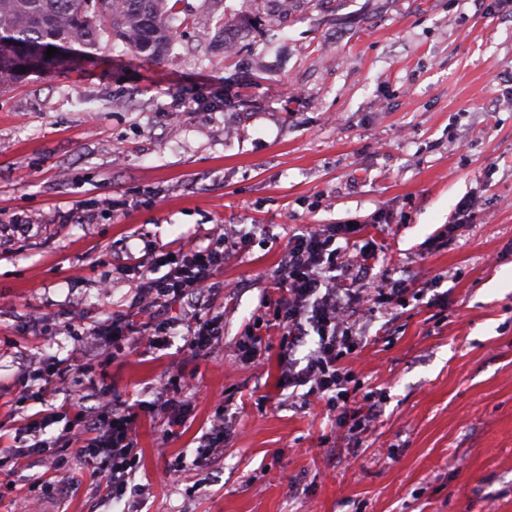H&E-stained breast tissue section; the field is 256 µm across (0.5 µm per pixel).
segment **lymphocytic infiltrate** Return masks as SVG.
I'll return each mask as SVG.
<instances>
[{
    "instance_id": "lymphocytic-infiltrate-1",
    "label": "lymphocytic infiltrate",
    "mask_w": 512,
    "mask_h": 512,
    "mask_svg": "<svg viewBox=\"0 0 512 512\" xmlns=\"http://www.w3.org/2000/svg\"><path fill=\"white\" fill-rule=\"evenodd\" d=\"M353 232L347 224H318L293 235L269 288L279 295L274 325L287 336L289 348H297L306 336L319 338L305 366H298L293 357L283 358V381L306 387L305 404H326L336 410L339 426L361 434L378 417L381 402L369 393L364 405H356L354 376L344 359L361 341L358 321L363 306L375 299L389 303L401 295L402 284L386 274L383 288L371 285L378 253L351 242ZM214 235V248L172 251L158 246L155 264L136 272L135 288L158 305L189 297L195 305H205L214 293L213 277L229 253L223 229ZM94 398L96 407L81 410L80 423L63 429L58 440L92 458L107 459L105 487L120 491L132 478L128 458L137 445L138 414L104 391H96Z\"/></svg>"
}]
</instances>
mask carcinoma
<instances>
[{
  "label": "carcinoma",
  "mask_w": 512,
  "mask_h": 512,
  "mask_svg": "<svg viewBox=\"0 0 512 512\" xmlns=\"http://www.w3.org/2000/svg\"><path fill=\"white\" fill-rule=\"evenodd\" d=\"M175 7L170 0H0V37L94 50L107 30L136 55L159 61L169 57Z\"/></svg>",
  "instance_id": "obj_1"
}]
</instances>
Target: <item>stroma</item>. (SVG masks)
<instances>
[{"label":"stroma","mask_w":512,"mask_h":512,"mask_svg":"<svg viewBox=\"0 0 512 512\" xmlns=\"http://www.w3.org/2000/svg\"><path fill=\"white\" fill-rule=\"evenodd\" d=\"M293 2L284 19L273 0H180L171 59L106 33L0 89V444L60 435L107 382L139 414L149 488L104 494L103 470L48 448L0 463V512H512V0ZM465 196L476 217L449 232ZM219 223L246 246L201 312L209 353L177 302L159 344L91 335L148 306L120 260L207 247ZM350 223L408 284L346 358L356 397H384L354 437L281 387L267 290L289 237ZM63 362L74 390L51 381ZM186 377L193 414L164 436L148 408ZM194 337L191 341L193 350L197 353L207 352L214 343L215 336L219 335L218 327L211 322H203L199 324L198 329L193 330Z\"/></svg>","instance_id":"35a3bbf8"}]
</instances>
